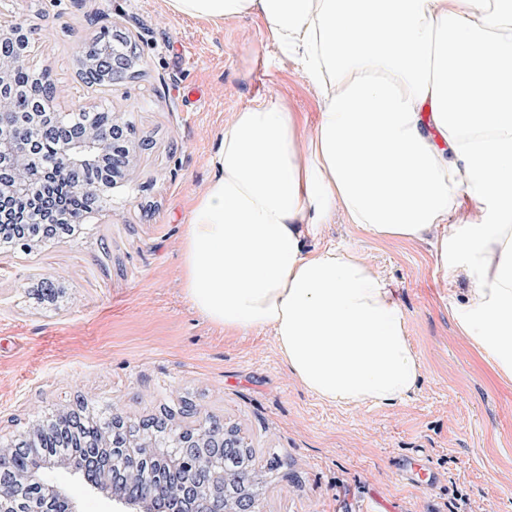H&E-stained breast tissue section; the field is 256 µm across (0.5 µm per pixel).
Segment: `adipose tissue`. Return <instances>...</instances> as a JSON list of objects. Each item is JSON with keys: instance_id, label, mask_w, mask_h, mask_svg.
I'll list each match as a JSON object with an SVG mask.
<instances>
[{"instance_id": "1", "label": "adipose tissue", "mask_w": 512, "mask_h": 512, "mask_svg": "<svg viewBox=\"0 0 512 512\" xmlns=\"http://www.w3.org/2000/svg\"><path fill=\"white\" fill-rule=\"evenodd\" d=\"M176 15L257 20L300 52L319 102L281 96L225 122L184 234L183 283L225 331L271 332L320 399L409 397L422 364L389 278L343 245V215L383 244L428 245L468 284L457 331L512 383V0H167Z\"/></svg>"}]
</instances>
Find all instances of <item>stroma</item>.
<instances>
[{
  "instance_id": "stroma-1",
  "label": "stroma",
  "mask_w": 512,
  "mask_h": 512,
  "mask_svg": "<svg viewBox=\"0 0 512 512\" xmlns=\"http://www.w3.org/2000/svg\"><path fill=\"white\" fill-rule=\"evenodd\" d=\"M1 20L27 30L60 111L110 102L144 147L80 235L0 255V441L83 400L137 417L189 402L236 427L258 466L277 457L257 488L260 512H512V384L459 336L450 308L462 285L427 247L385 245L340 218L315 240L359 249L398 288L423 376L394 406L320 400L271 332L227 335L187 299L184 227L225 121L277 94L318 119L302 65H281L257 21H200L166 0H0ZM108 30L143 67L104 91L80 80L77 50ZM46 277L64 289L53 304L35 295ZM47 478L74 493L78 512H111L66 465Z\"/></svg>"
}]
</instances>
